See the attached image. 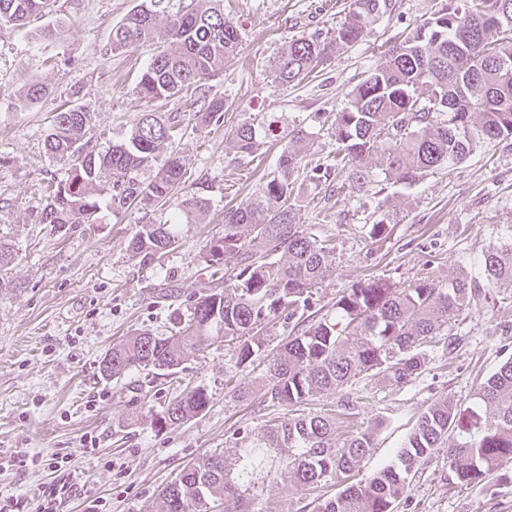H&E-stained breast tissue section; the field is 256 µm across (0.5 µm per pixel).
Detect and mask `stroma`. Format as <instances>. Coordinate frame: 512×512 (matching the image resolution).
I'll return each mask as SVG.
<instances>
[{
  "label": "stroma",
  "mask_w": 512,
  "mask_h": 512,
  "mask_svg": "<svg viewBox=\"0 0 512 512\" xmlns=\"http://www.w3.org/2000/svg\"><path fill=\"white\" fill-rule=\"evenodd\" d=\"M140 2L52 0L26 25L0 23V157L8 159L0 168V203L9 204L0 213V234L17 246L0 288V501L17 502L22 512L52 489L62 499L60 512H155L162 489L187 462L266 431L275 411L263 409L256 393L238 399L227 382L261 379L294 320L262 329L265 345L244 369L220 342L171 377L141 371L106 380L100 360L138 330L163 331L186 296L207 291L206 242L223 232L225 208L255 194L263 174L274 170L289 130L308 134L311 164H331L337 112L385 51L432 16L438 0H389L362 41L335 49L319 73L288 88L274 81L273 59L294 38L330 36L350 0H223L241 43L236 58L203 84L207 97L225 102L219 126L201 123L180 101L136 94L139 73L167 46V16L191 0H164L153 42L111 53L113 27ZM35 79L49 91L30 103L23 91ZM76 104L94 113L86 139L96 152L121 140L141 113L181 115L174 146L188 161L187 183L208 186L210 208L200 223L184 227L178 247L153 263L128 248L136 225L152 213L107 211L101 223L71 224L60 233L37 220L49 178L65 173L44 149L49 122ZM243 123L261 134L250 155L232 146ZM340 184L336 175L311 179L309 167L295 177L297 223L313 225L319 238L336 245L313 316H333L337 296L365 276L408 285L428 275L445 283L470 272L486 248L512 243V139L477 147L454 170L434 171L415 186L386 182L378 196H340ZM381 198L395 224L386 240L370 244L363 227ZM486 294L451 335L433 337L426 367L410 384L361 375L309 400L311 412L349 404L352 417L337 420V439L375 427V446L357 465L355 480L396 464L418 417L440 399L475 407L481 383L512 359V299L494 287ZM197 386L208 391V408L180 426H160L156 417L175 392ZM89 435L99 441L93 455L85 446ZM57 456L69 460L58 471L51 466ZM337 491L331 483L306 491L265 477L246 498L251 512H317ZM395 512H512V482L456 484L447 460L436 454L416 467Z\"/></svg>",
  "instance_id": "1"
}]
</instances>
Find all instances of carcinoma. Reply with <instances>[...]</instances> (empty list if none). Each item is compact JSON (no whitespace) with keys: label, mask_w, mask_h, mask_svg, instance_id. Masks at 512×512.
Here are the masks:
<instances>
[{"label":"carcinoma","mask_w":512,"mask_h":512,"mask_svg":"<svg viewBox=\"0 0 512 512\" xmlns=\"http://www.w3.org/2000/svg\"><path fill=\"white\" fill-rule=\"evenodd\" d=\"M150 0L131 10L112 28L110 52L154 39L158 7ZM49 0H0V22L19 24L45 11ZM386 0H351L345 21L330 40L315 35L288 42L271 65L274 80L288 87L300 82L337 46L364 37ZM170 48L158 51L141 72L136 92L143 98L171 100L222 72L238 52L240 34L214 0H194L167 22ZM198 116L223 124L224 99L203 102ZM94 112L69 106L52 117L46 152L66 166L51 178L39 223L60 232L68 224H96L105 209L117 215L180 198L167 219L139 224L129 250L143 261L176 248L186 224L209 206L207 189H186L187 159L173 147L178 121L155 112L141 115L129 136L103 152L86 151L84 136ZM336 171L344 173L351 194L368 190L384 176L414 185L426 173L463 163L481 143L512 137V0H446L402 43L390 49L336 113ZM257 131L251 124L233 134L236 152L251 154ZM311 149L301 129L288 132L277 170L259 192L224 212V231L204 246L205 268L224 290L212 287L176 312L168 329L140 330L112 345L100 362L106 379L135 370L175 374L181 364L220 341L233 346L236 365L244 367L263 345L259 331L278 316L290 319L314 304L336 246L312 227L296 223L289 203L292 176ZM163 162L155 177L140 172ZM380 201L378 215L363 225L366 238L378 241L391 231L390 212ZM12 241L0 235V273L15 260ZM474 273L444 286L422 277L406 288L386 278L367 276L336 297L335 317L311 319L282 343L258 386L268 407L289 414L269 425L263 436L243 437L232 448L233 467L224 451L185 464L161 491L157 512H210V504L235 500L260 476L274 475L301 488L345 479L374 447L365 429L336 442V418L299 412L314 395L342 388L366 374L404 386L425 367L432 336L458 320L462 311L484 299L487 286L512 289V246L488 247L473 264ZM478 404L491 410L484 425L478 413L462 414L444 399L418 419L398 454L366 481L346 486L323 500L318 512H393L408 493L409 475L420 461L443 453L457 483L478 486L512 462V360L482 384ZM208 392L195 387L167 403L156 422L179 426L208 407Z\"/></svg>","instance_id":"1"}]
</instances>
